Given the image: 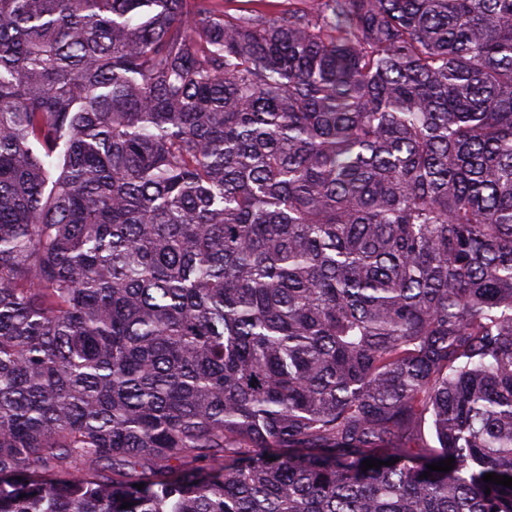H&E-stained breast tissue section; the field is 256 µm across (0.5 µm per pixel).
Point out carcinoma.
Instances as JSON below:
<instances>
[{"mask_svg":"<svg viewBox=\"0 0 512 512\" xmlns=\"http://www.w3.org/2000/svg\"><path fill=\"white\" fill-rule=\"evenodd\" d=\"M252 2L0 0V512H512V0Z\"/></svg>","mask_w":512,"mask_h":512,"instance_id":"carcinoma-1","label":"carcinoma"}]
</instances>
